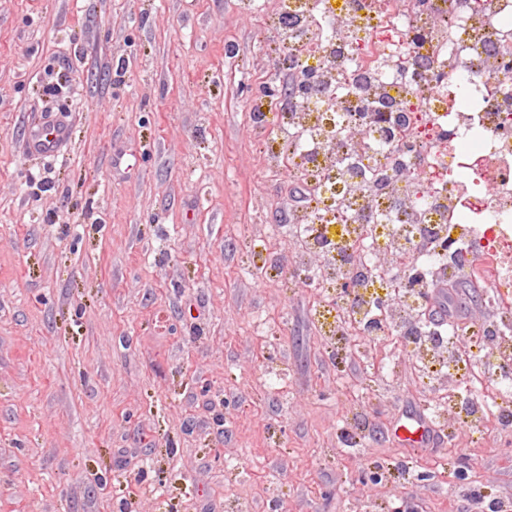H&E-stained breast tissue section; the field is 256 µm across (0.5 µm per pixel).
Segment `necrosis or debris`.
I'll return each instance as SVG.
<instances>
[{
  "label": "necrosis or debris",
  "instance_id": "4bbe7bcc",
  "mask_svg": "<svg viewBox=\"0 0 512 512\" xmlns=\"http://www.w3.org/2000/svg\"><path fill=\"white\" fill-rule=\"evenodd\" d=\"M253 13L261 0H238ZM278 73L310 74V96L252 94L249 119L271 136L266 163L303 174L314 206L289 213L299 270L320 297L318 327L337 353L351 333L396 338L433 383L469 366L479 391L437 406L512 431V93L497 76L512 48V0H271ZM388 70L355 84L379 57ZM394 108L377 117L380 104ZM344 128L364 143L337 137ZM388 255L392 265L381 266ZM485 287V353L423 317L417 289Z\"/></svg>",
  "mask_w": 512,
  "mask_h": 512
}]
</instances>
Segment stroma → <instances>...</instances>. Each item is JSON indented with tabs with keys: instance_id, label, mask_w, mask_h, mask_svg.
<instances>
[{
	"instance_id": "obj_1",
	"label": "stroma",
	"mask_w": 512,
	"mask_h": 512,
	"mask_svg": "<svg viewBox=\"0 0 512 512\" xmlns=\"http://www.w3.org/2000/svg\"><path fill=\"white\" fill-rule=\"evenodd\" d=\"M236 0H0V512H489L512 446L448 417L412 358L333 359L249 86ZM70 138L25 152L39 119ZM264 274H257V267ZM468 325L483 301L436 288ZM468 461L467 480L458 462ZM434 429L432 418L418 412L396 420L391 435L406 446L423 448L434 434Z\"/></svg>"
}]
</instances>
